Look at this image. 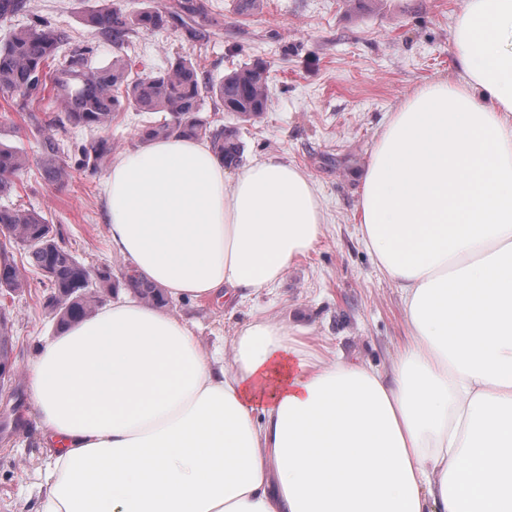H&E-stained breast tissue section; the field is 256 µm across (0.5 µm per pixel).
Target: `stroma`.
<instances>
[{"label":"stroma","instance_id":"1","mask_svg":"<svg viewBox=\"0 0 512 512\" xmlns=\"http://www.w3.org/2000/svg\"><path fill=\"white\" fill-rule=\"evenodd\" d=\"M204 2L218 24L201 42L188 40L179 28L139 29L128 45L115 48L83 22L100 0H29V13L0 21V42L37 14L70 33L75 43L92 47L96 66L121 55L134 60L135 72L156 73L170 58L189 52L203 82L216 83L238 67L263 62L268 101L260 117L238 120L211 97L202 114L236 129L241 164L278 155L311 176L326 211V233L275 287L228 304L185 298L166 307L189 323L209 353L229 349L253 317L268 316L301 327V340L322 353L375 368L389 365L408 342L404 305L361 241L357 175L389 113L452 67L451 25L463 0H263L249 14L240 13L238 0ZM60 110L49 95L26 107L0 93V143L39 156L41 141L30 132V119H47ZM161 118L132 108L119 113L109 131L113 154L140 148L143 127ZM101 197V174L73 166L62 188L30 171L0 205L41 211L79 261L117 278L129 262L112 251ZM27 279L24 292L0 301L13 326L17 370L0 391V512H46L47 504L37 486L46 439L33 412L26 370L58 319L46 305L48 291L39 276Z\"/></svg>","mask_w":512,"mask_h":512}]
</instances>
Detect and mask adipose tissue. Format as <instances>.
<instances>
[{"mask_svg": "<svg viewBox=\"0 0 512 512\" xmlns=\"http://www.w3.org/2000/svg\"><path fill=\"white\" fill-rule=\"evenodd\" d=\"M452 35L359 175L403 351L321 356L261 316L228 365L164 307L106 303L28 368L51 512H512V0H464ZM102 202L113 252L171 300L279 284L325 232L296 165L230 176L177 134L113 160Z\"/></svg>", "mask_w": 512, "mask_h": 512, "instance_id": "obj_1", "label": "adipose tissue"}]
</instances>
